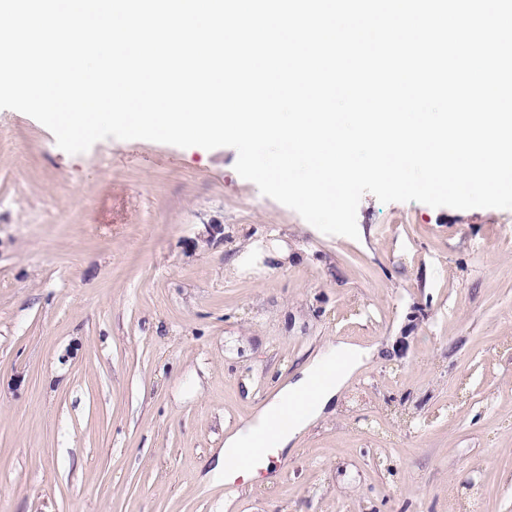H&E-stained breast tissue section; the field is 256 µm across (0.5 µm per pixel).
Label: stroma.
Returning <instances> with one entry per match:
<instances>
[{
  "instance_id": "obj_1",
  "label": "stroma",
  "mask_w": 512,
  "mask_h": 512,
  "mask_svg": "<svg viewBox=\"0 0 512 512\" xmlns=\"http://www.w3.org/2000/svg\"><path fill=\"white\" fill-rule=\"evenodd\" d=\"M236 160L0 110V512H512V210L326 235ZM333 339L373 352L335 416L227 496L225 431Z\"/></svg>"
}]
</instances>
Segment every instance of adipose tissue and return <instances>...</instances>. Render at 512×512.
I'll use <instances>...</instances> for the list:
<instances>
[{
    "instance_id": "ef3b65f1",
    "label": "adipose tissue",
    "mask_w": 512,
    "mask_h": 512,
    "mask_svg": "<svg viewBox=\"0 0 512 512\" xmlns=\"http://www.w3.org/2000/svg\"><path fill=\"white\" fill-rule=\"evenodd\" d=\"M370 357L371 351L367 348L345 342L328 345L322 355L301 367L295 381L277 389L252 420L226 434L224 447L213 468L214 473L223 474L224 482L228 485L239 480L247 482L257 478L259 469L242 471L234 468L233 461L239 449L246 447L259 432L270 431L274 434L275 445L270 452L271 457L294 451L308 429L322 418L327 405L342 393L352 374ZM324 373L328 374L329 379L320 388L312 409L289 421H281L279 414L282 409L298 404L300 396L317 376Z\"/></svg>"
}]
</instances>
